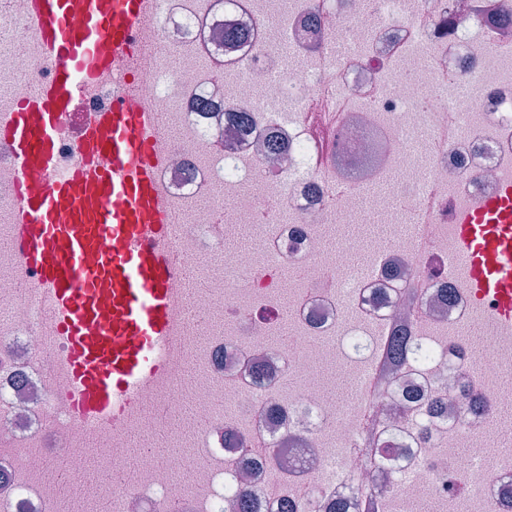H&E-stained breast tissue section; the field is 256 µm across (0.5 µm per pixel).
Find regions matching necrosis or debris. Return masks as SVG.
<instances>
[{"instance_id": "1", "label": "necrosis or debris", "mask_w": 512, "mask_h": 512, "mask_svg": "<svg viewBox=\"0 0 512 512\" xmlns=\"http://www.w3.org/2000/svg\"><path fill=\"white\" fill-rule=\"evenodd\" d=\"M159 21L134 34L135 65L118 58L62 123L60 171L77 161L84 129L115 100L114 75L133 73L138 100L173 118L177 137H159L163 199L178 215L176 251L204 289L193 302L205 322L183 326L167 357L170 371L140 392L118 423L78 421L67 378L50 361L65 346L49 333L37 276L15 254L0 253V512H62L57 488L37 477L43 463L95 457L122 470L131 434L147 435L182 402L197 418L169 434L166 465L138 457L134 479L112 487V512H227L243 490L251 512H328L343 503L364 512L367 496L389 491L398 503L468 496L512 512V454L489 453L499 409L512 406L500 380L512 373V329L491 328L489 354H466L456 329L492 317L475 303L455 258L454 224L512 183V0H292L285 40L273 45L268 0H158ZM243 32L225 46L224 33ZM0 109L23 87L55 78L36 40L28 0H9L0 16ZM24 44L23 53L9 45ZM163 42L176 60L152 52ZM325 101L306 114L309 99ZM340 123L326 120L338 100ZM301 112L289 123L287 109ZM248 125H240L239 113ZM453 121L450 140L436 136ZM410 188V206L366 207L362 188ZM40 173L18 179L10 146L0 141V223L11 224L19 191L42 192ZM435 209L432 242L420 247L413 215L425 198ZM377 222L391 243L368 266H345L364 251L344 237L329 250L331 224ZM254 227L246 248L226 252L231 227ZM308 283L281 304L286 271ZM451 289L444 298L443 289ZM292 341L277 340L282 323ZM377 327L354 401L330 402L317 358L353 350L364 324ZM439 330L420 362L394 369L382 340L393 331ZM299 384L287 388L290 376ZM397 436L395 456L372 466L367 451L382 432ZM476 438L468 452L457 446ZM277 449L269 463L255 441ZM190 469L194 478L178 476Z\"/></svg>"}]
</instances>
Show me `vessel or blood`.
Returning a JSON list of instances; mask_svg holds the SVG:
<instances>
[{"instance_id":"b4317fda","label":"vessel or blood","mask_w":512,"mask_h":512,"mask_svg":"<svg viewBox=\"0 0 512 512\" xmlns=\"http://www.w3.org/2000/svg\"><path fill=\"white\" fill-rule=\"evenodd\" d=\"M157 0H30L54 81L28 87L0 116V139L13 152L18 178L40 172L36 196L20 194L9 247L38 275L52 329L67 344L53 370L69 380L81 421L119 420L139 391L168 370L164 347L179 329L170 281L178 270L171 240L175 216L162 200V157L151 144L164 132L162 113L131 93L87 128L78 161L57 171L55 142L71 112L118 56L135 51L132 35L152 19ZM457 256L478 300L495 303V320L512 328V185L476 212L461 213ZM96 265H87L88 254ZM110 307L98 304L100 296ZM137 344L121 345L124 336Z\"/></svg>"}]
</instances>
